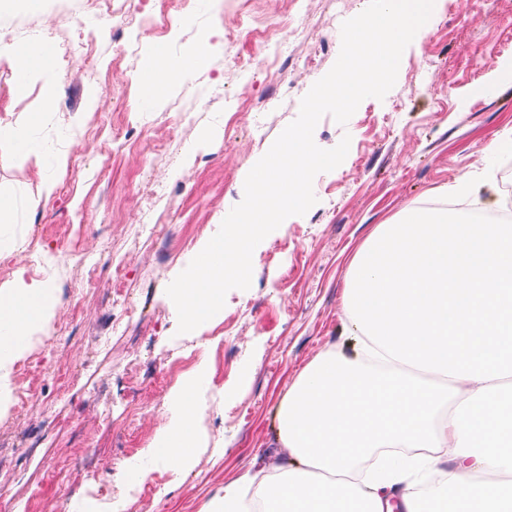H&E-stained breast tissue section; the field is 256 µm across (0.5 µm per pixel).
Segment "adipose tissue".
<instances>
[{
    "label": "adipose tissue",
    "instance_id": "ef3b65f1",
    "mask_svg": "<svg viewBox=\"0 0 512 512\" xmlns=\"http://www.w3.org/2000/svg\"><path fill=\"white\" fill-rule=\"evenodd\" d=\"M345 312L361 355L328 350L289 388L275 445L296 459L248 484L268 512H512V224H474L447 206L378 225L348 267ZM56 307L52 288L17 280L0 293V412L13 366ZM195 382L149 456L190 469ZM455 467L429 495L399 483Z\"/></svg>",
    "mask_w": 512,
    "mask_h": 512
}]
</instances>
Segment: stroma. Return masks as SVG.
Returning <instances> with one entry per match:
<instances>
[{
  "label": "stroma",
  "mask_w": 512,
  "mask_h": 512,
  "mask_svg": "<svg viewBox=\"0 0 512 512\" xmlns=\"http://www.w3.org/2000/svg\"><path fill=\"white\" fill-rule=\"evenodd\" d=\"M367 4L305 0L300 36L295 0H194L124 58L111 20L97 18L99 61L51 59L21 94L0 63V122L35 126L28 154L0 159V197L14 202L0 223V290L21 270L58 298L15 364L13 400L0 413V457L24 472L0 468V512H84L90 502L99 512H199L246 474L274 476L288 388L328 348L356 353L347 264L375 227L433 198L457 201L461 217L512 208L502 175L512 162V82L487 83L512 59V0H435L384 99H364L346 124L327 115L316 126L320 148L350 139L344 161L315 177L316 204L255 248L249 289L231 290L221 315L178 333L167 286L242 200L248 172L335 64L342 23ZM79 9L80 0H15L0 7V44L49 33L62 42ZM244 20L281 41L279 62L265 61L261 43L230 41ZM159 48L189 69L149 97L139 76ZM237 55L253 59L251 77L231 70ZM180 109L195 123L178 122ZM256 124L263 139L249 133ZM148 179L166 190V217L157 243L133 249ZM190 352L196 362L182 366ZM197 376L192 468L129 480L168 423L171 398Z\"/></svg>",
  "instance_id": "obj_1"
}]
</instances>
